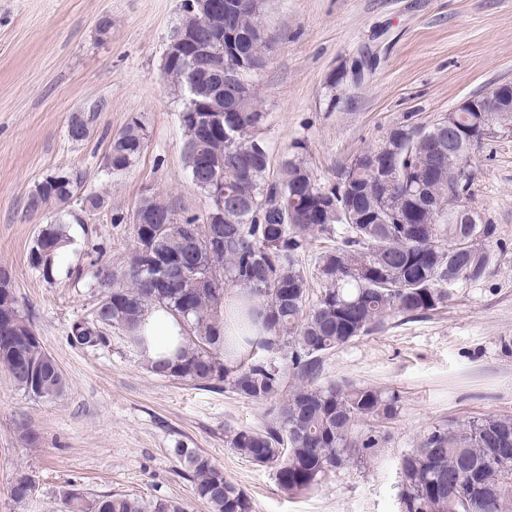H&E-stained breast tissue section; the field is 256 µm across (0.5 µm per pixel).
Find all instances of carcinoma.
Wrapping results in <instances>:
<instances>
[{
	"label": "carcinoma",
	"mask_w": 512,
	"mask_h": 512,
	"mask_svg": "<svg viewBox=\"0 0 512 512\" xmlns=\"http://www.w3.org/2000/svg\"><path fill=\"white\" fill-rule=\"evenodd\" d=\"M264 0L249 10L212 15L190 11L181 24L202 35L224 29V73L214 74L182 59L164 57L163 71L184 92L183 105L202 90L224 91L233 68L251 80L247 65L266 57L253 37L263 25ZM102 104L68 123L67 136L82 142L92 133ZM266 120L258 95L224 105V123L210 128L181 113L183 157L192 185L207 201L224 191V223L207 216H178L172 201L158 193L138 206L156 221L131 225L133 252L124 271L95 259L94 287L101 297L90 320H77L71 342L95 346L106 331L122 333L129 348L143 353L149 310L162 308L182 324L184 344L176 361L149 364L160 377L199 389L225 387L247 401L270 403L260 429L226 432V443L252 464L274 471L290 495L313 490L331 471L364 461L381 447L378 428L399 414L400 398L357 383L318 384L322 357L382 330L388 320L428 318L445 307L459 282L485 278L492 261L488 249L496 225L476 218L464 223L446 208L448 195L469 196L471 157L485 137L481 127L507 121L492 112H458L461 145L453 160L438 150L448 125L400 122L385 143L367 148L345 163L337 181L319 183L303 158L305 147L285 160L278 177H269L270 158L260 136ZM148 140L137 117L113 135L104 161L112 173L129 170ZM80 171H54L28 199L32 212L54 202L65 205L81 188ZM81 212L106 207L104 196H80ZM65 218L40 229L35 244L42 261L29 264L51 282L57 262L73 243ZM314 235L336 238L320 254L316 270L323 288L308 301L307 279L299 257ZM180 258L186 276L173 288L152 280L169 275V260ZM247 290V300L224 308L228 290ZM0 368L27 395L56 400L67 379L41 344L14 291H0ZM299 384L282 397L287 376ZM197 497L209 512H253L251 498L209 458L192 448L173 449ZM401 512H512V416H486L432 425L399 462ZM68 512H183L172 501L147 502L126 494L88 497L66 493Z\"/></svg>",
	"instance_id": "obj_1"
}]
</instances>
